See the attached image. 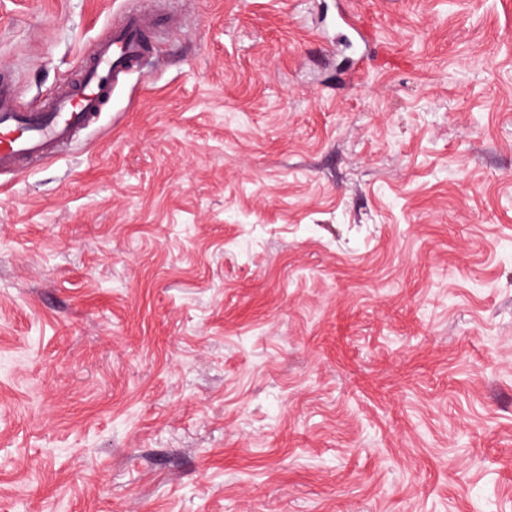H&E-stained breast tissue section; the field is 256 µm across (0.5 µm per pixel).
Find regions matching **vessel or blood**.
Returning <instances> with one entry per match:
<instances>
[{
  "label": "vessel or blood",
  "mask_w": 512,
  "mask_h": 512,
  "mask_svg": "<svg viewBox=\"0 0 512 512\" xmlns=\"http://www.w3.org/2000/svg\"><path fill=\"white\" fill-rule=\"evenodd\" d=\"M170 23L157 9H129L94 44L80 77L34 110L19 107L16 85L0 69V172L35 165L94 125L119 83L153 59L155 43Z\"/></svg>",
  "instance_id": "1"
}]
</instances>
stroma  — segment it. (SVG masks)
Listing matches in <instances>:
<instances>
[{"mask_svg": "<svg viewBox=\"0 0 512 512\" xmlns=\"http://www.w3.org/2000/svg\"><path fill=\"white\" fill-rule=\"evenodd\" d=\"M149 2L0 0L22 105ZM168 5L0 175V512H512V0ZM338 26L344 30L353 28L358 31L360 38L365 45L366 52L361 56L359 62L363 63L371 53V46H373V39L370 34L365 31L355 20L354 14L349 9H341L338 15Z\"/></svg>", "mask_w": 512, "mask_h": 512, "instance_id": "obj_1", "label": "stroma"}]
</instances>
